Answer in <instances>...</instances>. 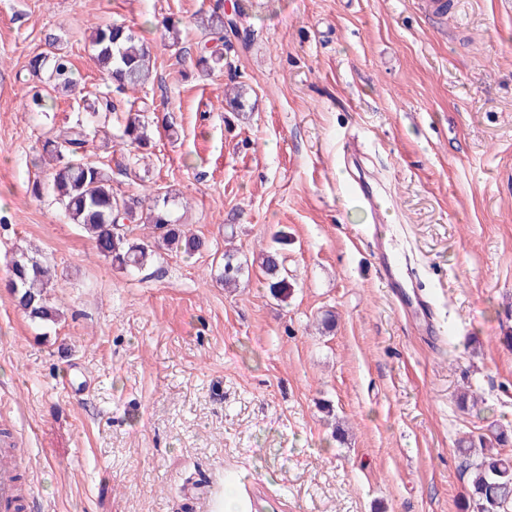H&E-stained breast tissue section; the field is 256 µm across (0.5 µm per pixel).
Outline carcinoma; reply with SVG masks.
Returning a JSON list of instances; mask_svg holds the SVG:
<instances>
[{
  "label": "carcinoma",
  "mask_w": 512,
  "mask_h": 512,
  "mask_svg": "<svg viewBox=\"0 0 512 512\" xmlns=\"http://www.w3.org/2000/svg\"><path fill=\"white\" fill-rule=\"evenodd\" d=\"M205 28L213 34V44L198 58L201 71L209 74L227 64L230 43L225 39V27L233 21H224L221 8L205 15ZM98 66L106 71L116 89L144 88L152 78V53L134 29L124 25L97 28L92 33ZM48 69V82L53 90L67 92L74 85L72 64L65 55L54 54L35 60L32 70ZM112 102L105 98L89 105L86 120L53 128L42 144L43 152L55 166L50 173V186L66 216L79 225L93 241L97 252L122 273L145 268L159 251L191 256L198 252L203 241L185 228L173 216V199L169 193H145L124 197L114 192L112 174L104 167L85 160L88 143L87 124L93 122L99 111H108ZM127 143L138 149L148 145L145 125L132 118L125 127ZM151 226L152 235L136 237L130 224ZM281 250L264 254L261 268L269 276L268 288L272 297L288 299L291 284L284 275L280 261ZM246 272L236 252L226 251L219 280L224 287L239 284ZM46 264L26 249L14 250L8 265V288L31 320L49 324L59 321L56 308L49 305L45 290L50 282ZM512 437L504 430L492 431L478 441L464 440L460 452L468 460L471 496L468 507L472 512H508L512 507V459L495 447H505Z\"/></svg>",
  "instance_id": "carcinoma-1"
}]
</instances>
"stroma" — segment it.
Segmentation results:
<instances>
[{
  "label": "stroma",
  "mask_w": 512,
  "mask_h": 512,
  "mask_svg": "<svg viewBox=\"0 0 512 512\" xmlns=\"http://www.w3.org/2000/svg\"><path fill=\"white\" fill-rule=\"evenodd\" d=\"M218 3L233 49L207 75L198 19ZM116 22L156 58L142 113L94 58V29ZM52 52L76 86L35 112L31 64ZM103 95L111 141L88 160L119 194H176L194 256L117 272L51 190L30 194L45 133ZM359 181L431 314L389 294ZM281 231L284 302L257 263ZM19 245L50 267L58 323L7 290ZM228 247L250 263L230 292ZM510 333L512 0H0V440L37 512H248L249 478L262 512H462L458 441L512 428Z\"/></svg>",
  "instance_id": "35a3bbf8"
}]
</instances>
